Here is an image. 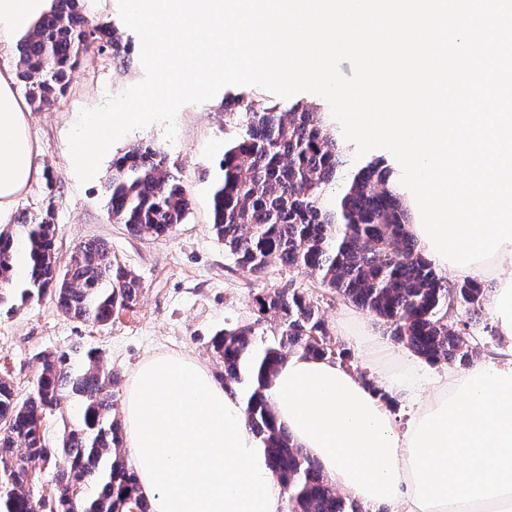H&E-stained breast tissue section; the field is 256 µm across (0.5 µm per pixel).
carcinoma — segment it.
Wrapping results in <instances>:
<instances>
[{
	"label": "carcinoma",
	"instance_id": "obj_1",
	"mask_svg": "<svg viewBox=\"0 0 512 512\" xmlns=\"http://www.w3.org/2000/svg\"><path fill=\"white\" fill-rule=\"evenodd\" d=\"M81 0H55L51 14L19 45L17 78L31 104L51 103L68 73L90 47L112 52L126 66L127 50L108 26L89 19ZM224 110L248 115L243 133L224 149L212 194L211 230L235 263L256 278L272 264L316 274L335 297L383 321L394 341L429 364L468 365L477 356L468 338L496 335L477 315L485 287L477 280L453 286L409 236L406 210L377 161L360 167L336 203L326 192L347 163L350 148L319 120V107L277 111L260 99L232 98ZM112 220L134 237L169 235L189 213L191 200L167 157L137 144L117 158L108 183ZM142 283L107 243L76 246L65 261L56 227L46 216L0 228V308L11 300L48 296L64 316L104 326L138 303ZM273 325L258 344L254 326L237 325L211 340L222 363L220 379L246 393V425L263 442L271 474L291 512H363L338 492L318 464L277 425L266 390L288 353L329 358L346 366L319 307L299 288L282 287L256 298ZM465 318L448 321L452 305ZM34 387L16 399L0 377V512H150L122 452L125 435L116 409L122 377L93 348L76 346L37 356ZM60 415L63 429L49 443L44 419ZM54 463L57 494H34L41 466Z\"/></svg>",
	"mask_w": 512,
	"mask_h": 512
}]
</instances>
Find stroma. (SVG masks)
<instances>
[{"instance_id": "1", "label": "stroma", "mask_w": 512, "mask_h": 512, "mask_svg": "<svg viewBox=\"0 0 512 512\" xmlns=\"http://www.w3.org/2000/svg\"><path fill=\"white\" fill-rule=\"evenodd\" d=\"M82 5L89 16L116 30L128 49V67L117 70L96 50H88L73 70L63 96L32 111L31 129L39 140L45 175L14 203L10 213L0 217V225L17 223L25 216L34 218L53 208L60 256H67L83 241L105 240L113 254L140 278L143 293L134 309L115 314L105 326L67 318L47 297L25 302L14 314L1 312L0 375L10 377L18 398H25L32 388L38 354L63 352L77 345L99 350L104 362L117 367L126 379L139 363L160 353L197 359L212 375H219L222 366L210 349L214 334L229 326L250 324L259 338L270 339L271 327L260 320L254 298L287 285L307 292L359 371L368 379H377L358 340L340 331L339 321L349 311L348 303L332 298L317 276L277 264L262 277L250 275L234 263L210 231L218 161L225 146L246 125L242 114L227 122L222 100L257 97L285 111L297 102L321 104V97L303 92L283 99L255 86L223 88L217 100L179 110L174 139H167L166 126L161 122L132 130L110 148L95 178L80 182L68 141L80 111L101 105L108 96L123 92L144 77L140 38L122 22L117 0H82ZM139 143L151 144L167 156L191 198L183 223L164 238L132 237L110 216L107 186L112 163Z\"/></svg>"}]
</instances>
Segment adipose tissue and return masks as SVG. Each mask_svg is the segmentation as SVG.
Listing matches in <instances>:
<instances>
[{"instance_id":"obj_1","label":"adipose tissue","mask_w":512,"mask_h":512,"mask_svg":"<svg viewBox=\"0 0 512 512\" xmlns=\"http://www.w3.org/2000/svg\"><path fill=\"white\" fill-rule=\"evenodd\" d=\"M53 0H0V43L29 33ZM0 70V213L44 176L30 108ZM512 244L450 280L489 278L502 347L464 372L425 377L405 355L381 386L328 358L293 355L268 396L278 425L336 489L392 512H512ZM405 400L398 423L385 395ZM138 492L151 512H282L284 491L240 394L198 361L155 355L136 369L122 416Z\"/></svg>"}]
</instances>
